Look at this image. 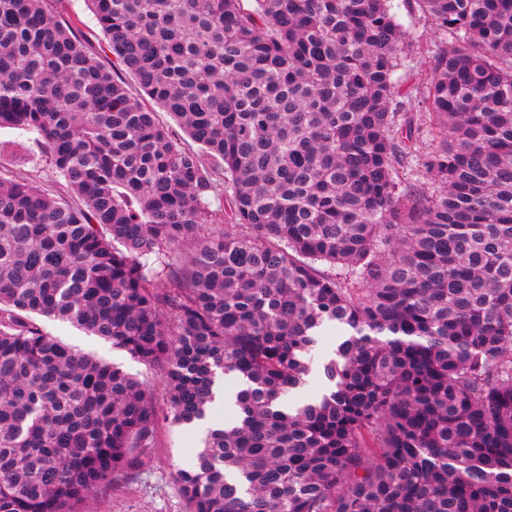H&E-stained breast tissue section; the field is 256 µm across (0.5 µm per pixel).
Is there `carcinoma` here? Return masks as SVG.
<instances>
[{"mask_svg":"<svg viewBox=\"0 0 512 512\" xmlns=\"http://www.w3.org/2000/svg\"><path fill=\"white\" fill-rule=\"evenodd\" d=\"M87 2L108 62L58 0H0V129L59 183L0 169V512H87L230 374L185 512H512V0H416L417 95L393 0ZM394 3L399 4L398 8L395 7V11L397 12L398 22L401 24L402 30L405 31V41L413 45L410 70H401L398 72V75L403 85H417L418 82H423V80H419L420 75L417 76L416 74L418 70H421L419 64L421 54H419V52L426 51L431 47L436 39L437 33L433 27L425 24L424 21L420 19V14L415 10L416 8L411 9V7L406 6H414L415 0H396ZM411 64H413V67H411ZM40 323L44 331L50 336H55L65 344L99 359L110 363L114 362L131 375L146 381L154 389L160 404L163 403L165 393L160 375L154 371L147 370L143 365L133 361L125 352L112 348L111 342L99 336L81 331L69 323L49 320L43 317H40Z\"/></svg>","mask_w":512,"mask_h":512,"instance_id":"1","label":"carcinoma"}]
</instances>
